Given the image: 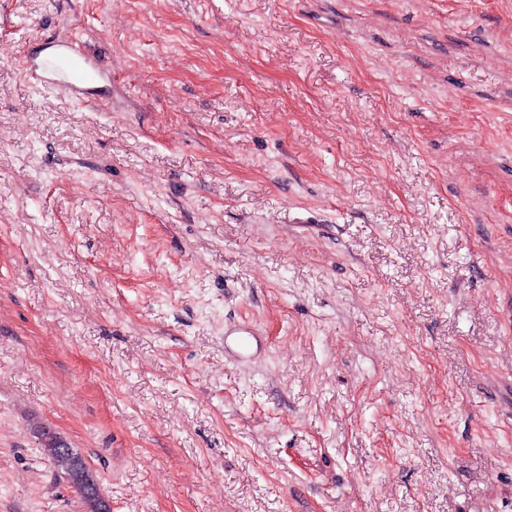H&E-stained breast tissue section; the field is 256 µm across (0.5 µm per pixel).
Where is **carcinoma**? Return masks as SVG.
Listing matches in <instances>:
<instances>
[{"label": "carcinoma", "instance_id": "obj_1", "mask_svg": "<svg viewBox=\"0 0 512 512\" xmlns=\"http://www.w3.org/2000/svg\"><path fill=\"white\" fill-rule=\"evenodd\" d=\"M37 432L42 448L52 459L57 470L80 494L86 512H102L103 507L95 484L90 482L93 475L82 455L54 432L45 430V426H37Z\"/></svg>", "mask_w": 512, "mask_h": 512}]
</instances>
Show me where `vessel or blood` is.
Masks as SVG:
<instances>
[{
    "mask_svg": "<svg viewBox=\"0 0 512 512\" xmlns=\"http://www.w3.org/2000/svg\"><path fill=\"white\" fill-rule=\"evenodd\" d=\"M51 49L50 57L38 67L20 59L25 77L42 88L66 91L78 100L94 99L97 84L104 76L96 58L82 50L72 37L53 43Z\"/></svg>",
    "mask_w": 512,
    "mask_h": 512,
    "instance_id": "b4317fda",
    "label": "vessel or blood"
}]
</instances>
